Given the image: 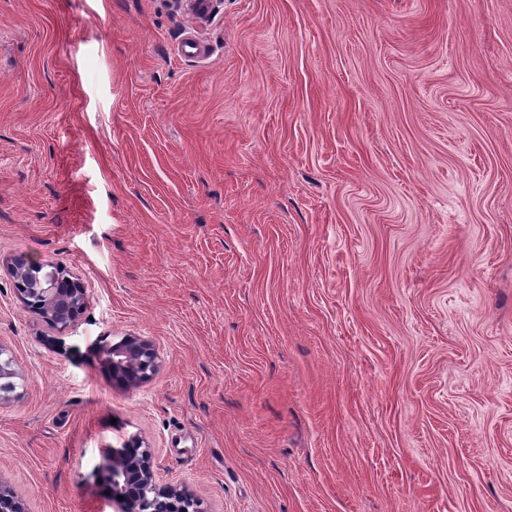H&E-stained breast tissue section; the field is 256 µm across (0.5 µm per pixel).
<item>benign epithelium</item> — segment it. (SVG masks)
<instances>
[{
    "instance_id": "7a95c632",
    "label": "benign epithelium",
    "mask_w": 512,
    "mask_h": 512,
    "mask_svg": "<svg viewBox=\"0 0 512 512\" xmlns=\"http://www.w3.org/2000/svg\"><path fill=\"white\" fill-rule=\"evenodd\" d=\"M18 298L37 312L57 332H65L83 314L86 306L84 289L67 271L57 266L43 271V266L22 258L10 264ZM157 355L152 344L129 336L121 347H112L103 361L112 380L127 388L136 387L155 371ZM18 377L13 356L0 347V401L16 389ZM112 461V500L117 512H202L200 502L187 490L160 486L151 451L133 436L122 448L107 449ZM123 499H118V496ZM0 512H25L13 490L0 483Z\"/></svg>"
}]
</instances>
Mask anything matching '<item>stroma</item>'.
Segmentation results:
<instances>
[{"label":"stroma","mask_w":512,"mask_h":512,"mask_svg":"<svg viewBox=\"0 0 512 512\" xmlns=\"http://www.w3.org/2000/svg\"><path fill=\"white\" fill-rule=\"evenodd\" d=\"M0 347L27 512H512V0H0ZM43 266L22 258L10 264L18 298L57 332H65L83 314L84 289L62 266L42 273ZM157 355L152 344L140 336H128L121 347L107 351L104 368L112 380L127 388L136 387L155 371ZM18 375L13 356L6 354L5 350L0 347V401L11 397L16 389L13 379ZM142 443L132 436L121 448L107 449V459H112V500L117 512H202L200 502L186 489L158 485L151 451Z\"/></svg>","instance_id":"35a3bbf8"}]
</instances>
